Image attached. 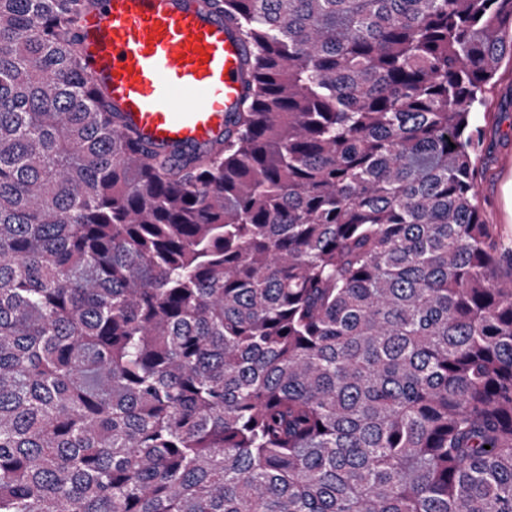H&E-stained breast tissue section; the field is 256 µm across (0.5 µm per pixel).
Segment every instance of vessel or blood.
Instances as JSON below:
<instances>
[{
    "label": "vessel or blood",
    "mask_w": 512,
    "mask_h": 512,
    "mask_svg": "<svg viewBox=\"0 0 512 512\" xmlns=\"http://www.w3.org/2000/svg\"><path fill=\"white\" fill-rule=\"evenodd\" d=\"M80 35L90 77L148 145L196 146L223 134L242 95L245 46L222 16L186 0H101Z\"/></svg>",
    "instance_id": "obj_1"
}]
</instances>
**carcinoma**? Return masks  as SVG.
<instances>
[{
  "instance_id": "cac0c4a2",
  "label": "carcinoma",
  "mask_w": 512,
  "mask_h": 512,
  "mask_svg": "<svg viewBox=\"0 0 512 512\" xmlns=\"http://www.w3.org/2000/svg\"><path fill=\"white\" fill-rule=\"evenodd\" d=\"M224 136L147 148L99 0H0V512H512V0H194ZM491 112L495 120L486 121L484 113H475L474 120L485 128L489 146L479 180L484 214L494 224L497 234L512 240V66L505 63L497 76ZM502 112V113H500Z\"/></svg>"
}]
</instances>
